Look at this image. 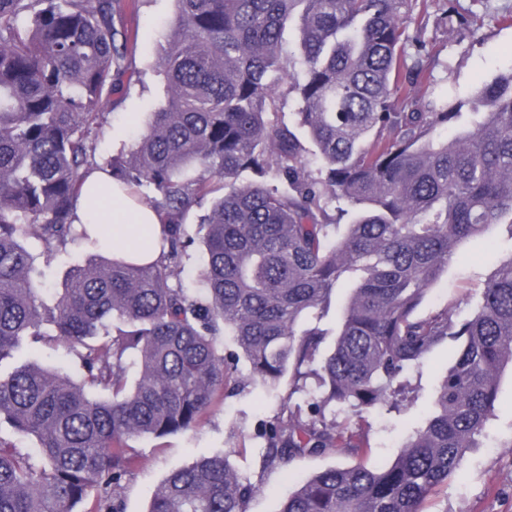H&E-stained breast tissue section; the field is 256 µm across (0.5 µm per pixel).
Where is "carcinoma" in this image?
Segmentation results:
<instances>
[{"mask_svg": "<svg viewBox=\"0 0 512 512\" xmlns=\"http://www.w3.org/2000/svg\"><path fill=\"white\" fill-rule=\"evenodd\" d=\"M175 5L159 64L167 100L128 154L102 163V94L125 91L133 3L0 0V365L14 363L0 372V426L36 448L0 437V512H82L95 490L92 512H123L113 491L135 460L128 441L193 430L242 359L251 383L286 384L288 423L259 432L263 466L362 456L351 421L406 413L422 391L411 374L450 341L430 413L390 464L316 473L279 509L424 512L512 366V256L467 318L453 304L418 313L466 241L500 224L512 238V69L467 100L437 89L426 44L405 54L413 0ZM98 169L158 214V260H118L112 242L77 233V195ZM196 223L203 298L172 283ZM29 236L60 249L79 237L89 251L51 305ZM344 285L339 324L326 328ZM30 337L66 344L84 380L20 360ZM259 490L216 453L172 471L148 512H248Z\"/></svg>", "mask_w": 512, "mask_h": 512, "instance_id": "obj_1", "label": "carcinoma"}]
</instances>
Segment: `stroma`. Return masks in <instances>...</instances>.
I'll return each instance as SVG.
<instances>
[{"label": "stroma", "instance_id": "stroma-1", "mask_svg": "<svg viewBox=\"0 0 512 512\" xmlns=\"http://www.w3.org/2000/svg\"><path fill=\"white\" fill-rule=\"evenodd\" d=\"M444 3L427 0L426 6L416 7L415 13L422 24L421 37L437 57L432 69L434 81H447L454 93L465 99L480 82L512 69V0H457L459 11L468 19L467 28L459 32L443 23ZM174 12L173 0H137L136 10L128 19L133 40L123 77L127 92L113 95L104 104L103 133L97 145L101 160L128 151L140 119L166 100L158 62ZM26 246L50 289L60 287L69 262L87 255L77 241L57 250L31 237ZM511 253L512 235L503 226L493 230L491 238L470 241L433 286L421 306L422 312L453 301L460 316H468L471 295ZM452 358L453 347L447 343L436 346L428 355L422 366V395L404 418L395 419L378 411L365 414L363 427L369 450L359 461L370 467L392 462L411 428L428 415L434 391ZM283 413L275 391L248 384L234 394L217 391L212 405L191 432L132 440L135 464L116 490L124 512H147L154 494L173 469L216 452H229L236 471L260 484L261 490L251 500L248 512H279L283 498L306 478L358 461L345 453L328 452L297 457L279 468L262 469L265 443L258 433L264 424ZM424 510L512 512V372L506 370L501 375L499 401L477 447L466 454L460 472L428 497Z\"/></svg>", "mask_w": 512, "mask_h": 512}]
</instances>
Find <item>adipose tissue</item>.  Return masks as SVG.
<instances>
[{
    "mask_svg": "<svg viewBox=\"0 0 512 512\" xmlns=\"http://www.w3.org/2000/svg\"><path fill=\"white\" fill-rule=\"evenodd\" d=\"M94 212L98 225L112 237V248L125 254L135 251L143 239L157 236L159 218L138 204L124 189L97 172L86 182L77 198L76 212Z\"/></svg>",
    "mask_w": 512,
    "mask_h": 512,
    "instance_id": "adipose-tissue-1",
    "label": "adipose tissue"
}]
</instances>
